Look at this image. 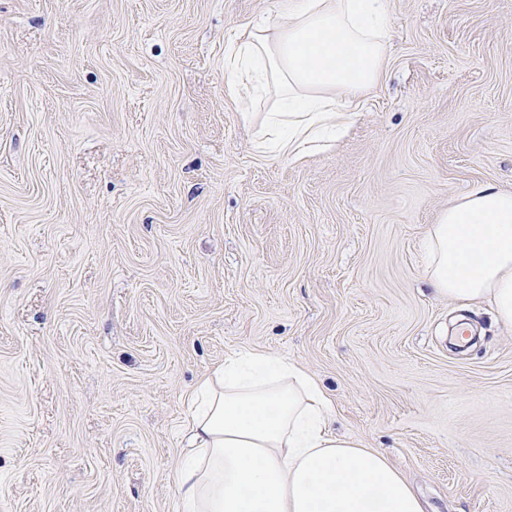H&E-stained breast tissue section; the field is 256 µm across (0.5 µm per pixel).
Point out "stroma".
I'll return each instance as SVG.
<instances>
[{"instance_id": "obj_1", "label": "stroma", "mask_w": 512, "mask_h": 512, "mask_svg": "<svg viewBox=\"0 0 512 512\" xmlns=\"http://www.w3.org/2000/svg\"><path fill=\"white\" fill-rule=\"evenodd\" d=\"M273 9L0 0V512H181L187 395L248 350L427 512H512V326L423 274L440 211L512 190V0H389L382 82L299 160L224 92Z\"/></svg>"}]
</instances>
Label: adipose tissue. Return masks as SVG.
<instances>
[{
    "instance_id": "ef3b65f1",
    "label": "adipose tissue",
    "mask_w": 512,
    "mask_h": 512,
    "mask_svg": "<svg viewBox=\"0 0 512 512\" xmlns=\"http://www.w3.org/2000/svg\"><path fill=\"white\" fill-rule=\"evenodd\" d=\"M280 24L230 35L224 85L244 120L275 94L261 152L302 158L352 122V105L385 73L388 0H277ZM425 277L441 295L492 303L512 325V191L475 184L426 233ZM186 463L175 476L183 512H424L382 452L332 434L321 382L288 359L246 352L218 364L189 395Z\"/></svg>"
}]
</instances>
